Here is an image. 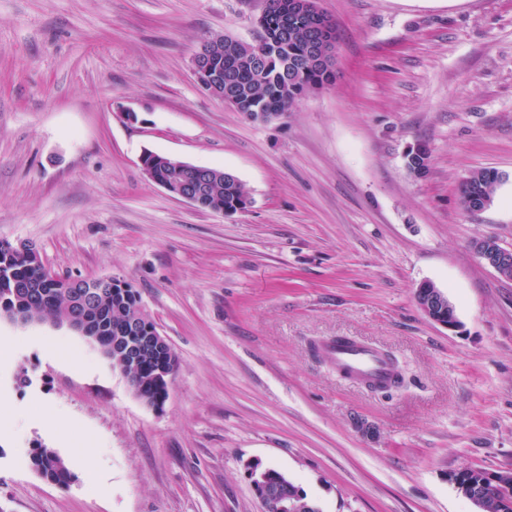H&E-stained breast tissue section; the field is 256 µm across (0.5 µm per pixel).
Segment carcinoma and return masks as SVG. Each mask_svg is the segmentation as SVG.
<instances>
[{
  "label": "carcinoma",
  "mask_w": 512,
  "mask_h": 512,
  "mask_svg": "<svg viewBox=\"0 0 512 512\" xmlns=\"http://www.w3.org/2000/svg\"><path fill=\"white\" fill-rule=\"evenodd\" d=\"M288 0H265L263 15L258 19V39L254 44L224 38V58L216 63L224 70V82L234 86L242 100L244 112H276L284 116L295 109L309 91L332 84L333 76L305 64L313 40L318 33L319 19L310 13L288 14V28L281 21ZM214 179L204 211L234 209L248 201L247 193L237 177L220 169L212 170ZM495 191L488 170H478L463 182L461 202L466 205ZM40 256L15 258L0 247V316L11 317L18 307L30 312L32 319L51 318L66 322L73 311L67 288H49L42 284ZM138 292L131 285L109 293L95 305L82 309L89 320L93 334L117 335L118 320L140 312ZM112 365L123 372L131 382L135 395L144 400H167L169 383L157 382L158 369L168 376L176 372L178 360L143 359L137 363L105 352ZM33 468L44 479L66 485L72 473L66 461L52 448L38 446L31 451ZM254 479L266 477L273 495L262 500L264 512H282V505L302 503V512H320L313 502L293 482L274 469H262L259 464L249 466ZM485 470L465 468L450 474L457 485L470 483L478 486L484 480Z\"/></svg>",
  "instance_id": "1"
}]
</instances>
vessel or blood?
<instances>
[{
  "label": "vessel or blood",
  "mask_w": 512,
  "mask_h": 512,
  "mask_svg": "<svg viewBox=\"0 0 512 512\" xmlns=\"http://www.w3.org/2000/svg\"><path fill=\"white\" fill-rule=\"evenodd\" d=\"M319 351L349 378L384 384L392 376V366L383 353L365 343L339 337L323 343Z\"/></svg>",
  "instance_id": "b4317fda"
}]
</instances>
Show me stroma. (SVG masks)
<instances>
[{
    "instance_id": "35a3bbf8",
    "label": "stroma",
    "mask_w": 512,
    "mask_h": 512,
    "mask_svg": "<svg viewBox=\"0 0 512 512\" xmlns=\"http://www.w3.org/2000/svg\"><path fill=\"white\" fill-rule=\"evenodd\" d=\"M317 7L334 83L258 122L191 59L213 34L255 42L264 0H0V242L128 281L178 357L153 408L75 330L0 317V512H264L255 461L320 512H475L450 473L512 470V278L474 249L512 247V0ZM147 150L234 174L247 207L170 196ZM481 169L502 180L469 212L459 185ZM423 282L456 330L421 310ZM330 336L388 352L404 385L342 378L315 350ZM38 443L69 485L35 472ZM420 307L425 315L435 323L455 330L458 328V319L453 304L440 289L435 288L430 282H424L418 286Z\"/></svg>"
}]
</instances>
